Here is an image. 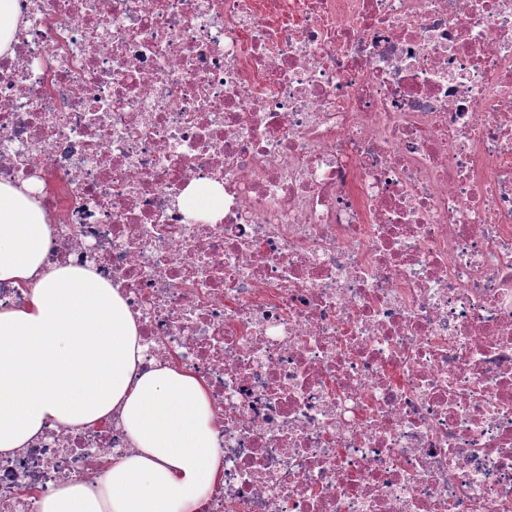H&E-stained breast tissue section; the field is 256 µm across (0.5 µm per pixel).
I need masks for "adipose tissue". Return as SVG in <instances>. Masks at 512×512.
<instances>
[{"label": "adipose tissue", "mask_w": 512, "mask_h": 512, "mask_svg": "<svg viewBox=\"0 0 512 512\" xmlns=\"http://www.w3.org/2000/svg\"><path fill=\"white\" fill-rule=\"evenodd\" d=\"M51 231L30 186L0 182V282H33L0 307V455L54 423L117 420L132 448L90 484L60 482L39 512H199L220 476L204 384L165 364L142 373L138 319L94 264L46 265Z\"/></svg>", "instance_id": "adipose-tissue-1"}]
</instances>
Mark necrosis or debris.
<instances>
[{"label": "necrosis or debris", "mask_w": 512, "mask_h": 512, "mask_svg": "<svg viewBox=\"0 0 512 512\" xmlns=\"http://www.w3.org/2000/svg\"><path fill=\"white\" fill-rule=\"evenodd\" d=\"M19 5L0 181L204 383L200 512H512V0ZM130 448L53 425L0 512ZM179 205L190 212L212 216L223 210L224 193L203 185L191 184L179 200Z\"/></svg>", "instance_id": "necrosis-or-debris-1"}]
</instances>
